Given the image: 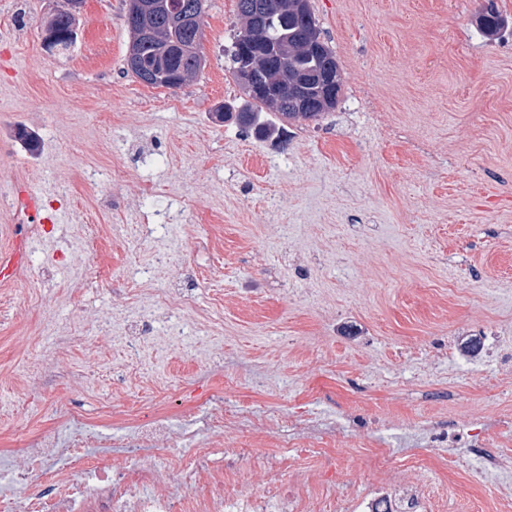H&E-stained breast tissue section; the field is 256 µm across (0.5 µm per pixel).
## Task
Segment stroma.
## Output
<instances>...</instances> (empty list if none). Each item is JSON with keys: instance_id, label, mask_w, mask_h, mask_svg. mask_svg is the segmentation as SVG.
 <instances>
[{"instance_id": "obj_1", "label": "stroma", "mask_w": 512, "mask_h": 512, "mask_svg": "<svg viewBox=\"0 0 512 512\" xmlns=\"http://www.w3.org/2000/svg\"><path fill=\"white\" fill-rule=\"evenodd\" d=\"M60 5L0 0V455L65 434L69 407L202 423L215 397L234 418L202 437L229 490L293 446L315 512L381 483L512 512V460L475 476L468 437L512 413V0H310L342 91L274 139L213 116L244 99L237 0H205L204 66L174 90L128 71L125 0H85L73 48L47 52ZM27 196L44 222L6 203ZM143 308L133 364L95 322ZM468 338L496 347L465 357Z\"/></svg>"}]
</instances>
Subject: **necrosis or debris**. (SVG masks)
<instances>
[{"instance_id": "obj_1", "label": "necrosis or debris", "mask_w": 512, "mask_h": 512, "mask_svg": "<svg viewBox=\"0 0 512 512\" xmlns=\"http://www.w3.org/2000/svg\"><path fill=\"white\" fill-rule=\"evenodd\" d=\"M65 417L75 433L73 446H62L55 434L47 432L27 441L19 454L0 466V479L8 478L15 491L6 501L7 512H180V499L161 468L133 455L116 463L108 457L97 458L76 477L53 485L48 492L29 493L37 473L48 465L69 461L92 439L85 431L82 412L70 408ZM128 418L138 442L163 447L179 459L177 479L181 487L193 491L192 512H301L299 496L287 495L280 483L288 461H280L266 473L259 492H232L218 477L203 478L211 449L189 433L171 437L164 413L138 410Z\"/></svg>"}]
</instances>
